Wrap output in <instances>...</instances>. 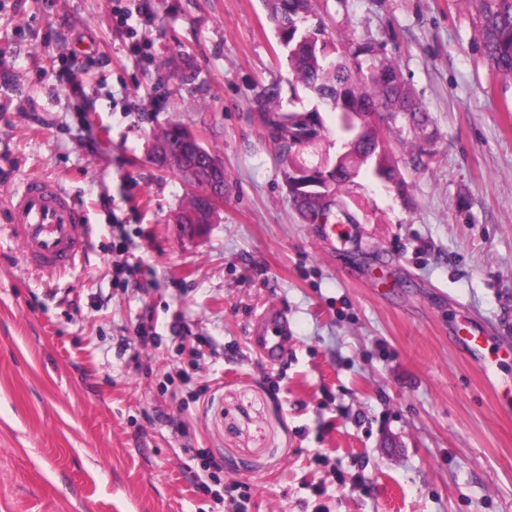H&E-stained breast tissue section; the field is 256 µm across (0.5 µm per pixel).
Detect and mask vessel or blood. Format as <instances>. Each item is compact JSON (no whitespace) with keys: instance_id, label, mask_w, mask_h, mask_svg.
Segmentation results:
<instances>
[{"instance_id":"1","label":"vessel or blood","mask_w":512,"mask_h":512,"mask_svg":"<svg viewBox=\"0 0 512 512\" xmlns=\"http://www.w3.org/2000/svg\"><path fill=\"white\" fill-rule=\"evenodd\" d=\"M13 235L25 261L46 277L75 265L87 239L89 220L56 181L26 179L7 203ZM288 325L278 315L259 319L252 338L260 355L276 361L287 344Z\"/></svg>"}]
</instances>
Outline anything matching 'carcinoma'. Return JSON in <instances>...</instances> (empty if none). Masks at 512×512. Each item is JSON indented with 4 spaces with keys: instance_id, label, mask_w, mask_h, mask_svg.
Wrapping results in <instances>:
<instances>
[{
    "instance_id": "carcinoma-1",
    "label": "carcinoma",
    "mask_w": 512,
    "mask_h": 512,
    "mask_svg": "<svg viewBox=\"0 0 512 512\" xmlns=\"http://www.w3.org/2000/svg\"><path fill=\"white\" fill-rule=\"evenodd\" d=\"M474 4L478 34L485 58L497 72L512 77V0H471ZM312 0H273L269 18L279 42L288 48V67L298 83L310 90L320 106L305 111L282 103L277 82L262 88L259 102L272 125L270 137L280 156L290 160L303 157L309 150L307 140L329 132L328 120H336L337 139L347 147L336 152L331 162H339L333 174L331 196L324 200L310 196L292 199L297 212L311 223L327 211L339 224L355 223L342 201L344 192L363 176L384 186L399 184V172L393 155L376 123L365 127L358 141L352 140L345 112H377L385 126L407 130L402 143L413 146V160L425 153L420 132L431 124L427 112L414 99L406 84L398 79L397 65L379 56L369 40L335 43L325 23L313 20ZM182 222L209 224L213 215L201 211L197 194L189 197L181 213Z\"/></svg>"
}]
</instances>
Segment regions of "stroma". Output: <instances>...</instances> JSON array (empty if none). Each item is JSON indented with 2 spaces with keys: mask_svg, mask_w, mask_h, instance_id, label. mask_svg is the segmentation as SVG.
I'll return each mask as SVG.
<instances>
[{
  "mask_svg": "<svg viewBox=\"0 0 512 512\" xmlns=\"http://www.w3.org/2000/svg\"><path fill=\"white\" fill-rule=\"evenodd\" d=\"M123 5L151 14L137 37L112 0H0V201L54 179L91 224L49 280L0 209V512H236L205 460L248 512H512V78L466 0H314L432 120L418 165L387 135L403 190L349 186L346 245L294 209L261 122L271 80L314 104L265 0ZM172 122L227 173L194 239L189 186L153 163ZM268 308L278 365L250 341Z\"/></svg>",
  "mask_w": 512,
  "mask_h": 512,
  "instance_id": "1",
  "label": "stroma"
}]
</instances>
